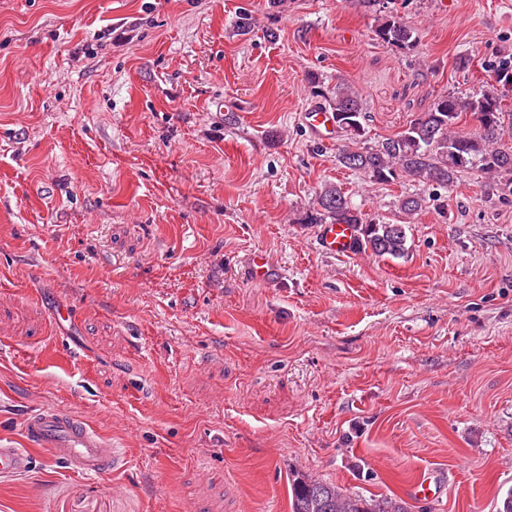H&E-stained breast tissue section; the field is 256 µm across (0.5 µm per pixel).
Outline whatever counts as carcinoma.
I'll return each instance as SVG.
<instances>
[{
	"label": "carcinoma",
	"mask_w": 512,
	"mask_h": 512,
	"mask_svg": "<svg viewBox=\"0 0 512 512\" xmlns=\"http://www.w3.org/2000/svg\"><path fill=\"white\" fill-rule=\"evenodd\" d=\"M373 32L387 45L411 50L417 44L416 29L392 11L376 15ZM495 71V83L480 93L443 95L402 132L374 147L342 149L337 162L378 184L409 178L447 189L456 186L460 173L474 171L492 181L501 194L512 195V147L502 144L505 132L512 131V113L504 110V101L512 91V59H500ZM321 96L334 112L341 132L354 141L363 136L366 113L358 90L347 82H338ZM464 113L476 117L477 129L466 133L458 130V120ZM426 204L425 196L417 192L399 200L400 210L408 216L417 214ZM317 205L319 209L305 217L307 223L351 225L358 251L380 258H401L407 253L406 225L370 219L340 187L325 186ZM291 492L292 512H410L400 498H367L299 473L291 474Z\"/></svg>",
	"instance_id": "1"
}]
</instances>
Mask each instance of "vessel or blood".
<instances>
[{"mask_svg":"<svg viewBox=\"0 0 512 512\" xmlns=\"http://www.w3.org/2000/svg\"><path fill=\"white\" fill-rule=\"evenodd\" d=\"M354 231L347 224H325L321 241L332 253H349L354 248ZM21 434L26 441L22 448L0 446V476L28 474L32 468L30 448L49 449L55 460L65 468L85 475L97 476L112 466V446L90 429L80 418L55 408H41L27 414Z\"/></svg>","mask_w":512,"mask_h":512,"instance_id":"obj_1","label":"vessel or blood"}]
</instances>
